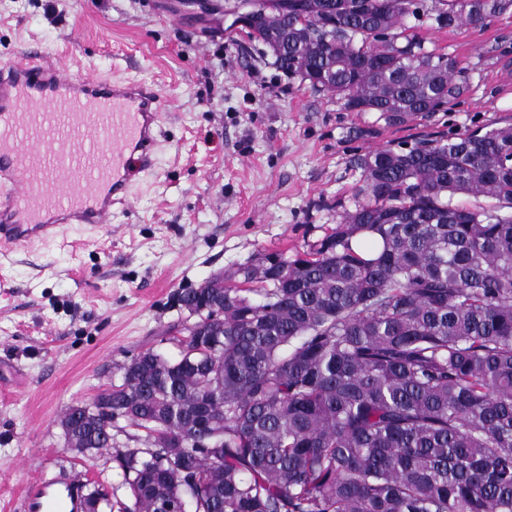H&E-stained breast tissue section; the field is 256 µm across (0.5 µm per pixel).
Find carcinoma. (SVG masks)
<instances>
[{
	"mask_svg": "<svg viewBox=\"0 0 512 512\" xmlns=\"http://www.w3.org/2000/svg\"><path fill=\"white\" fill-rule=\"evenodd\" d=\"M243 8L276 68L397 126L465 91L409 20L473 27L512 0H224ZM359 166L331 234L238 268L246 287L224 286L223 317L179 340V358L123 365L111 413H66L95 452L121 420L149 431L115 454L130 512H512V126ZM204 411L195 440L223 446L168 447Z\"/></svg>",
	"mask_w": 512,
	"mask_h": 512,
	"instance_id": "1",
	"label": "carcinoma"
}]
</instances>
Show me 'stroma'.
<instances>
[{"instance_id": "1", "label": "stroma", "mask_w": 512, "mask_h": 512, "mask_svg": "<svg viewBox=\"0 0 512 512\" xmlns=\"http://www.w3.org/2000/svg\"><path fill=\"white\" fill-rule=\"evenodd\" d=\"M419 32L464 69L467 90L391 126L286 76L246 32L187 0H0V58L34 45L76 70L157 83L163 101L157 163L132 175V207L65 227L67 245L0 260V512H21L34 475L73 467L125 512L111 451H70L59 421L120 383L141 351L178 357L195 321L178 294L329 234L355 208L358 157L512 125V12Z\"/></svg>"}]
</instances>
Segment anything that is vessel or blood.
<instances>
[{
	"label": "vessel or blood",
	"instance_id": "b4317fda",
	"mask_svg": "<svg viewBox=\"0 0 512 512\" xmlns=\"http://www.w3.org/2000/svg\"><path fill=\"white\" fill-rule=\"evenodd\" d=\"M162 101L135 79L69 73L58 58L25 50L0 63V245L25 247L66 224H106L130 202V168L156 164ZM82 472L36 479L24 512H78Z\"/></svg>",
	"mask_w": 512,
	"mask_h": 512
}]
</instances>
